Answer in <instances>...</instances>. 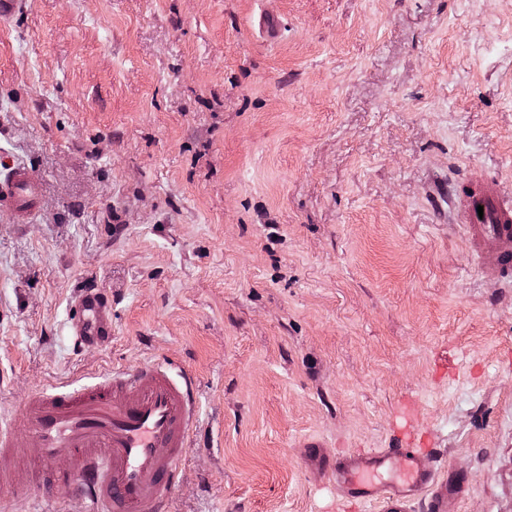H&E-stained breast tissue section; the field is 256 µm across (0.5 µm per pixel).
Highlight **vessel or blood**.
Instances as JSON below:
<instances>
[{
  "instance_id": "b4317fda",
  "label": "vessel or blood",
  "mask_w": 512,
  "mask_h": 512,
  "mask_svg": "<svg viewBox=\"0 0 512 512\" xmlns=\"http://www.w3.org/2000/svg\"><path fill=\"white\" fill-rule=\"evenodd\" d=\"M40 196L41 183L27 166H10L0 180V211L17 222L36 212ZM458 218L479 270L512 282V200L476 190L463 195ZM70 320L80 343L95 342L112 331V307L85 289ZM194 412L191 377L174 379L160 362L35 394L19 405L29 426L25 441L14 445L0 430V456L14 460L13 469H0V490H30L32 474L45 471L56 512H66L74 498L84 512H169ZM423 454L415 441L395 439L386 448L336 455L325 466L344 500L375 502L382 512H413L421 500L426 512H440L443 500L462 497L468 486L426 466ZM397 459L403 466L396 471Z\"/></svg>"
}]
</instances>
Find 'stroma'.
Returning <instances> with one entry per match:
<instances>
[{"instance_id": "35a3bbf8", "label": "stroma", "mask_w": 512, "mask_h": 512, "mask_svg": "<svg viewBox=\"0 0 512 512\" xmlns=\"http://www.w3.org/2000/svg\"><path fill=\"white\" fill-rule=\"evenodd\" d=\"M281 20L275 41L253 25ZM0 420L147 362L195 379L171 512H347L304 442L512 512V285L435 188L512 199V0H27L0 20ZM112 336L76 345L86 286ZM8 169L6 178L0 180V211L24 223L37 211L41 183L34 171L25 165L12 164Z\"/></svg>"}]
</instances>
